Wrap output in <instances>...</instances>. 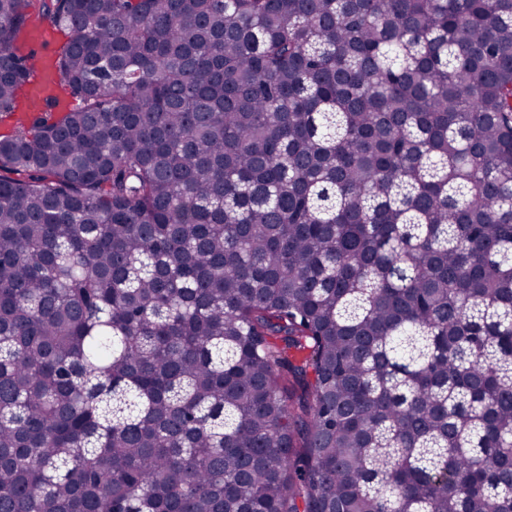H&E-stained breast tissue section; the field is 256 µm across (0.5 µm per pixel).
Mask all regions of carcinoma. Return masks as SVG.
Returning a JSON list of instances; mask_svg holds the SVG:
<instances>
[{
    "mask_svg": "<svg viewBox=\"0 0 512 512\" xmlns=\"http://www.w3.org/2000/svg\"><path fill=\"white\" fill-rule=\"evenodd\" d=\"M37 2L0 512H512V0Z\"/></svg>",
    "mask_w": 512,
    "mask_h": 512,
    "instance_id": "cac0c4a2",
    "label": "carcinoma"
}]
</instances>
